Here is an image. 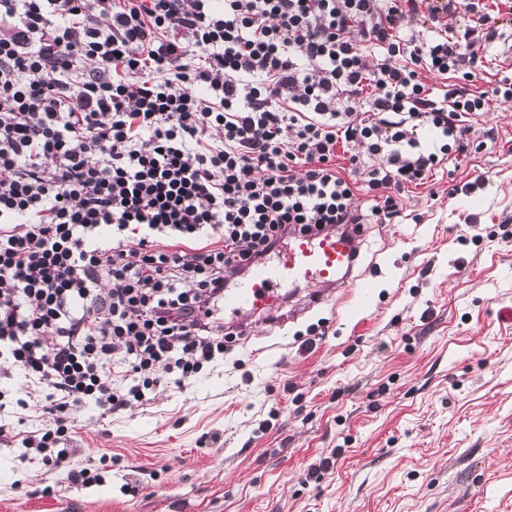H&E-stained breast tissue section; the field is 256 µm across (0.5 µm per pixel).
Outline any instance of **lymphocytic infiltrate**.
<instances>
[{
    "label": "lymphocytic infiltrate",
    "mask_w": 512,
    "mask_h": 512,
    "mask_svg": "<svg viewBox=\"0 0 512 512\" xmlns=\"http://www.w3.org/2000/svg\"><path fill=\"white\" fill-rule=\"evenodd\" d=\"M499 36L486 0H0V409L49 416L0 441L92 483L71 408L184 385L284 236L396 216L481 149L469 116L512 101L471 88Z\"/></svg>",
    "instance_id": "lymphocytic-infiltrate-1"
}]
</instances>
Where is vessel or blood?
Returning <instances> with one entry per match:
<instances>
[{
    "mask_svg": "<svg viewBox=\"0 0 512 512\" xmlns=\"http://www.w3.org/2000/svg\"><path fill=\"white\" fill-rule=\"evenodd\" d=\"M357 259L356 233L328 230L315 235L294 236L288 248L279 252L276 263L253 265L243 282L225 290L224 311L233 314L243 309L275 310L283 290L300 284L354 287L360 308H368L373 300V289L371 283L358 281L355 277Z\"/></svg>",
    "mask_w": 512,
    "mask_h": 512,
    "instance_id": "1",
    "label": "vessel or blood"
}]
</instances>
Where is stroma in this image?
<instances>
[{"mask_svg":"<svg viewBox=\"0 0 512 512\" xmlns=\"http://www.w3.org/2000/svg\"><path fill=\"white\" fill-rule=\"evenodd\" d=\"M480 73L482 90L512 79V13ZM470 122L494 140L364 226L371 309L301 285L282 330L243 312L244 336L184 387L106 418L72 408L62 445L103 460L101 482L0 446V512H512V101Z\"/></svg>","mask_w":512,"mask_h":512,"instance_id":"35a3bbf8","label":"stroma"}]
</instances>
